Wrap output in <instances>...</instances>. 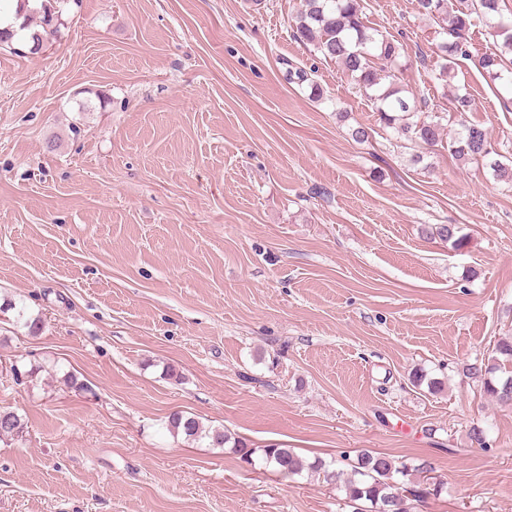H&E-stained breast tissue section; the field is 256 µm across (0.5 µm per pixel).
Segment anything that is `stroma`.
<instances>
[{"instance_id": "stroma-1", "label": "stroma", "mask_w": 512, "mask_h": 512, "mask_svg": "<svg viewBox=\"0 0 512 512\" xmlns=\"http://www.w3.org/2000/svg\"><path fill=\"white\" fill-rule=\"evenodd\" d=\"M367 2L406 47L397 83L455 133L418 59L435 24ZM299 3L71 0L45 53L0 46V409L25 424L0 441V512H352L317 476L173 436L176 411L309 461L428 460L422 512H512V407L463 372L512 335V190L439 146L410 167L293 38ZM466 39V118L512 152V84L477 65L484 27ZM460 227L455 224H428L422 228L423 236L430 239H440L442 241H451L455 247L463 245L465 235H457Z\"/></svg>"}]
</instances>
